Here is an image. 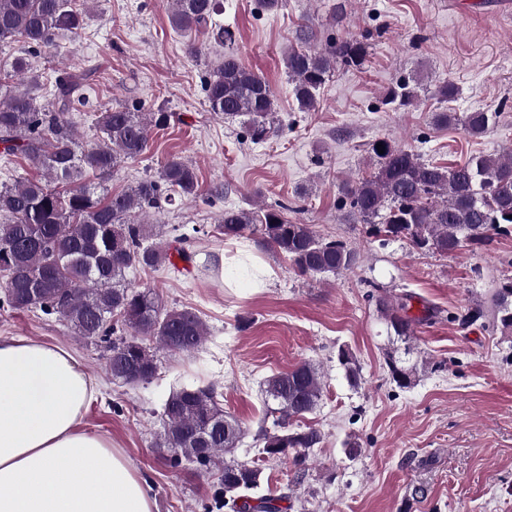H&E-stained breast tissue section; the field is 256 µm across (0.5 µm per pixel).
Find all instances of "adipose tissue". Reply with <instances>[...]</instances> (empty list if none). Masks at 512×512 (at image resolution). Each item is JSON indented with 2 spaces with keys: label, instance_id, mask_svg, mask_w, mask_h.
I'll return each mask as SVG.
<instances>
[{
  "label": "adipose tissue",
  "instance_id": "obj_1",
  "mask_svg": "<svg viewBox=\"0 0 512 512\" xmlns=\"http://www.w3.org/2000/svg\"><path fill=\"white\" fill-rule=\"evenodd\" d=\"M95 394L66 349L0 338V512H154L123 452L78 430Z\"/></svg>",
  "mask_w": 512,
  "mask_h": 512
}]
</instances>
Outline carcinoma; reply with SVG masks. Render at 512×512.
Here are the masks:
<instances>
[{"label": "carcinoma", "instance_id": "cac0c4a2", "mask_svg": "<svg viewBox=\"0 0 512 512\" xmlns=\"http://www.w3.org/2000/svg\"><path fill=\"white\" fill-rule=\"evenodd\" d=\"M220 0H170L169 23L186 39L190 54L208 47H229L234 31L213 22ZM88 9L77 0H0V43H22L11 63L18 85L0 92V153L23 158L42 171L41 178L0 184V307L39 308L65 323L86 340L110 342L107 370L125 384L150 381L156 374L154 350L192 353L204 343L207 328L191 308H170L155 287L126 281L131 269L176 267L174 257L188 262L185 234L162 238L150 217L163 211L174 196H201L195 168L177 156L168 157L156 176L141 179L126 191L112 192L109 182L123 165L146 153L149 126L169 124L171 114L158 109L147 118L142 107L97 109V143L85 147L74 129L72 113L89 103L84 88L88 74L63 71L55 77L53 100L44 105L42 73L33 59L57 47L62 32L84 28ZM299 47L284 58L288 82L302 111L316 108L320 91L338 67L361 70L369 57L365 39L337 38L318 46L316 30L304 24L296 32ZM421 81L399 78L382 104L409 108L420 97ZM209 111L241 121L254 142L274 130L275 96L264 76L242 67L233 53L203 86ZM492 112L460 117L444 110L433 114L436 126L462 123L480 137L496 122ZM384 153L371 144L375 170L341 186L342 202L375 232L405 238L417 249L452 254L465 245L485 243L512 234V155L475 156L456 166H442L410 149L383 140ZM264 244L285 255L301 275L314 278L340 274L358 263L355 250L328 240L311 225L293 222L280 209L224 210L218 229L227 238L250 227ZM413 295L399 300L376 298V306L396 336L409 339L421 319L408 315ZM494 322L512 333V278L497 289ZM338 361L349 382L360 380L355 354L338 350ZM391 378L402 389L414 384L413 370L387 356ZM322 393L318 370L309 362L277 372L264 381L266 414L272 427L261 426L257 442L267 458L281 459L321 442L318 429L301 424L314 412ZM164 427L157 447L171 448L177 463L210 468L221 454L242 444L245 430L224 414L210 385L181 386L164 403ZM262 469L248 462H226L221 480L224 506L231 512H280L272 496H252L263 481Z\"/></svg>", "mask_w": 512, "mask_h": 512}]
</instances>
